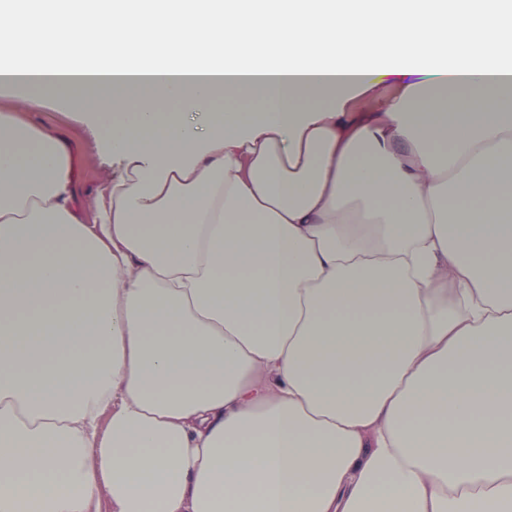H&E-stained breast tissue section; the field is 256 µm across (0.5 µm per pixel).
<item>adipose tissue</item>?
Returning a JSON list of instances; mask_svg holds the SVG:
<instances>
[{"mask_svg": "<svg viewBox=\"0 0 512 512\" xmlns=\"http://www.w3.org/2000/svg\"><path fill=\"white\" fill-rule=\"evenodd\" d=\"M0 83V512H512V0H0ZM396 93L397 90L395 87L383 84L367 93L355 92L351 98L350 104L357 110L373 112L381 109L385 100L394 96ZM81 112L54 99L34 104L28 117L35 125L57 130L72 141L80 171L79 200L89 211L104 181L112 176V165L104 160L100 141L90 133Z\"/></svg>", "mask_w": 512, "mask_h": 512, "instance_id": "obj_1", "label": "adipose tissue"}]
</instances>
